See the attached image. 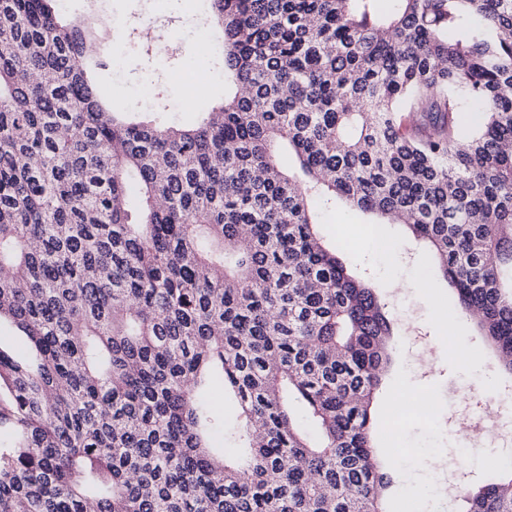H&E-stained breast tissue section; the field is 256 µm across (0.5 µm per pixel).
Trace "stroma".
Returning a JSON list of instances; mask_svg holds the SVG:
<instances>
[{"instance_id": "1", "label": "stroma", "mask_w": 512, "mask_h": 512, "mask_svg": "<svg viewBox=\"0 0 512 512\" xmlns=\"http://www.w3.org/2000/svg\"><path fill=\"white\" fill-rule=\"evenodd\" d=\"M62 6L71 19L90 10L100 18L97 46L103 65L95 69L94 77L119 112L138 111L143 91L159 92L184 80V69L193 60L183 52V42L193 41L202 31L209 39L220 38L206 0H62ZM146 23L166 31L167 39L144 41L141 27ZM207 65L215 78L199 86L192 107L178 112L182 123H193L199 113L210 111L224 99L219 56H209ZM366 222V215L339 203L323 210L320 232L326 242L337 246L348 270L379 289L397 325L410 321L422 333L418 340L404 333L397 336L393 363L374 399V440L382 466L392 475L386 498L408 505L410 512H448L441 489L454 480L456 468H464L466 481L474 489L496 474L486 443L473 447L481 459L479 465L461 461L457 400L465 395L469 407L479 406L483 389L473 383L472 375L481 370L500 385L501 398L512 401V377L500 369L493 351L482 343L473 322L461 312L455 293L441 278H426V271L435 266L428 247L415 240L405 225L388 224L383 235L389 247L377 251L364 245L360 237ZM425 281L430 291H423ZM428 348L438 361L424 370L416 360ZM418 394L435 398L434 414L413 411L400 433L391 434L392 400Z\"/></svg>"}]
</instances>
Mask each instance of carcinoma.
<instances>
[{
	"mask_svg": "<svg viewBox=\"0 0 512 512\" xmlns=\"http://www.w3.org/2000/svg\"><path fill=\"white\" fill-rule=\"evenodd\" d=\"M56 2L0 0V512H395L394 326L318 207L426 242L512 374V0H210L238 90L193 128L113 111Z\"/></svg>",
	"mask_w": 512,
	"mask_h": 512,
	"instance_id": "carcinoma-1",
	"label": "carcinoma"
}]
</instances>
